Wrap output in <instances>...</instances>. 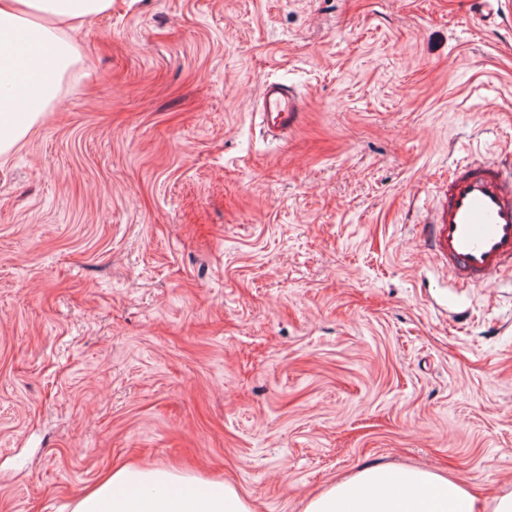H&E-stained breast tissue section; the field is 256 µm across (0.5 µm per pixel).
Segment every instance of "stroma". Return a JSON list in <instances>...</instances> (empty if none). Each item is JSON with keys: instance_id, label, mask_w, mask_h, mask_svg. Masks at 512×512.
Masks as SVG:
<instances>
[{"instance_id": "obj_1", "label": "stroma", "mask_w": 512, "mask_h": 512, "mask_svg": "<svg viewBox=\"0 0 512 512\" xmlns=\"http://www.w3.org/2000/svg\"><path fill=\"white\" fill-rule=\"evenodd\" d=\"M112 0L0 162V512L112 469L302 512L362 465L512 486V274L423 232L512 156V0ZM306 101L260 133L262 84Z\"/></svg>"}]
</instances>
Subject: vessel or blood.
Listing matches in <instances>:
<instances>
[{"label":"vessel or blood","mask_w":512,"mask_h":512,"mask_svg":"<svg viewBox=\"0 0 512 512\" xmlns=\"http://www.w3.org/2000/svg\"><path fill=\"white\" fill-rule=\"evenodd\" d=\"M261 129L274 140L296 129L303 96L286 84L265 82L259 97ZM427 237L460 287H487L512 270V166L472 158L448 175L445 200Z\"/></svg>","instance_id":"obj_1"}]
</instances>
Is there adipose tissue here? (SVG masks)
Segmentation results:
<instances>
[{"label":"adipose tissue","instance_id":"1","mask_svg":"<svg viewBox=\"0 0 512 512\" xmlns=\"http://www.w3.org/2000/svg\"><path fill=\"white\" fill-rule=\"evenodd\" d=\"M111 6L112 0H0V158L51 111L58 78L77 60L59 24ZM20 39L35 54L25 75L10 51ZM199 484L197 477L163 468L124 465L103 476L73 512H254L232 485L212 482L202 493ZM303 512H512V490L484 499L475 486L450 475L374 464L308 498Z\"/></svg>","mask_w":512,"mask_h":512}]
</instances>
